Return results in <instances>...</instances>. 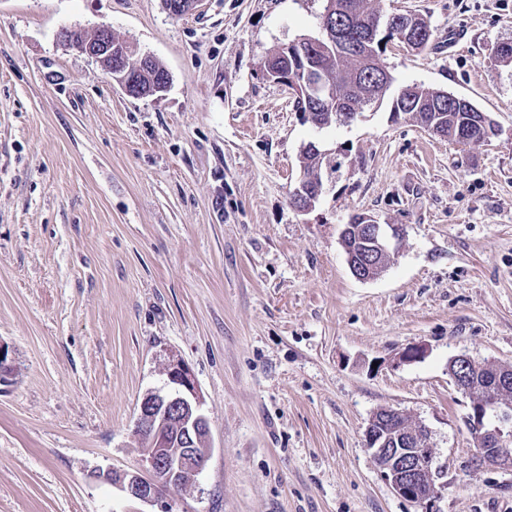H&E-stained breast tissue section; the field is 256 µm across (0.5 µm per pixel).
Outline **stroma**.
Returning <instances> with one entry per match:
<instances>
[{
    "instance_id": "1",
    "label": "stroma",
    "mask_w": 512,
    "mask_h": 512,
    "mask_svg": "<svg viewBox=\"0 0 512 512\" xmlns=\"http://www.w3.org/2000/svg\"><path fill=\"white\" fill-rule=\"evenodd\" d=\"M324 0H0V512H138L92 471L141 465L142 395L170 357L193 371L213 454L170 512H422L365 446L393 408L428 426L436 512H512V469L479 460L465 354L512 366V0H379L430 23L423 52L384 38L395 87L491 116L474 148L390 102L318 129L264 62L319 31ZM111 26L169 72L131 97L59 30ZM464 31L449 46L448 33ZM322 194L290 193L308 143ZM356 214L404 231L384 272L349 271ZM426 355L402 363L405 348ZM293 204L300 211H308L318 200L321 192L319 188H313L307 183L302 174L297 187L293 190Z\"/></svg>"
}]
</instances>
